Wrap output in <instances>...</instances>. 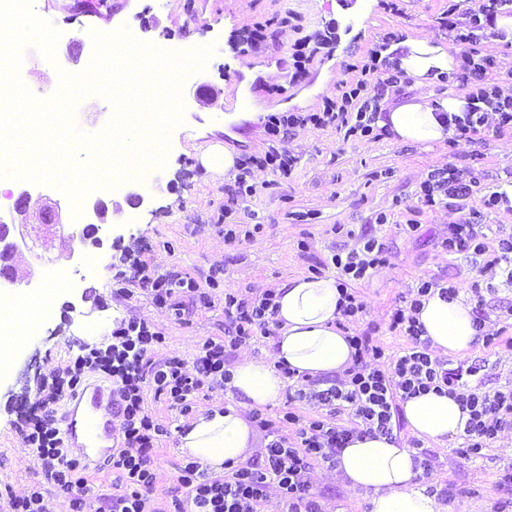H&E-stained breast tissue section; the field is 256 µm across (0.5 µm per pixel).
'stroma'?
<instances>
[{"mask_svg": "<svg viewBox=\"0 0 512 512\" xmlns=\"http://www.w3.org/2000/svg\"><path fill=\"white\" fill-rule=\"evenodd\" d=\"M480 2L397 0L392 12L382 0H107L98 13L85 14L77 10V0H34L38 17L53 23L61 36L55 62L42 58L22 71V81L33 91L56 86L59 71L85 70L95 31L125 26L140 41L165 50L186 52L211 44L215 53L204 71L186 80L184 120L170 133L158 180H128L106 196L102 247L87 244L76 259L61 260L71 277L53 295V321L27 339L9 371L0 375V512L36 487L44 489L49 512H71V493L48 486L39 457L24 447L20 432L45 410L41 378L66 364L81 343L72 329V308L84 300L105 302L103 314L91 318L99 338H107L115 320L134 315L162 329L160 357H177L189 365L206 340L224 338L225 289H236L247 300L290 278L310 275L315 266L334 273L332 256L359 247L368 233L385 243L386 260L358 284L366 304L358 331L371 336L386 355L400 352L407 339L389 327L393 310L417 281L439 279L463 292L469 303H481L486 328L498 337L495 346L475 344L466 356L478 369L476 382L491 391L512 388V286L505 274L478 272L442 250L440 242L459 214L426 206L418 198L431 173L457 167L475 181L469 207L479 211L488 244L512 234L511 210L482 207L484 195L512 185V154L506 150L512 130L489 127L475 134L474 145L457 146L446 139L425 149L383 135L360 141L332 128L299 127L281 143L298 159L292 174L253 169L256 194L239 200L229 215L224 206L233 178L208 173L198 160L200 149L214 143L239 156L267 147L263 120L244 121L229 131L212 118L234 108L229 88L242 69L255 74L250 102L262 112H315L324 98L338 96L346 82L359 78L362 61L384 35L447 36L440 22L448 10H455L461 22ZM244 27L261 28L274 40L263 52H241L234 35ZM331 28L337 33L332 54H316L306 75L295 76V44H314ZM228 223L244 230L231 243L224 239ZM139 241L146 244L145 257L155 270L175 266L201 282L216 276L217 286L206 291L207 302L178 319L140 292L128 301L113 299L114 280L103 276L101 265L117 262L123 247ZM145 410L169 431L158 452L160 478L154 491L156 498L167 500L185 464L175 432L187 419L150 388ZM397 437L431 454L433 468L419 482L447 488L446 512H494L497 503L512 499V443L505 439H498L484 457L467 461L460 456L462 438L420 442L404 426ZM311 478L327 512H369L366 493L351 489L336 472L317 468Z\"/></svg>", "mask_w": 512, "mask_h": 512, "instance_id": "1", "label": "stroma"}]
</instances>
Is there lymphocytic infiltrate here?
<instances>
[{
	"instance_id": "f902f5d3",
	"label": "lymphocytic infiltrate",
	"mask_w": 512,
	"mask_h": 512,
	"mask_svg": "<svg viewBox=\"0 0 512 512\" xmlns=\"http://www.w3.org/2000/svg\"><path fill=\"white\" fill-rule=\"evenodd\" d=\"M461 60V78L469 82L470 91L466 112L454 120L456 141L470 143L472 134L484 127L492 114L498 117V128L511 129L512 96L500 95L494 60L478 59L470 52L462 53ZM378 70L379 51L374 48L367 55L361 79L346 85L337 98L325 99L320 111L304 116L297 112L268 115L264 123L267 135L277 138L296 126L309 124L316 128L333 126L350 136L373 139L382 95L402 79L401 74L392 71L378 77ZM371 74L377 75L378 80L374 96L369 97L365 94L366 78ZM296 163L294 155L279 151L272 144L261 155L239 160L236 190L229 196V203L255 193V186L248 182L251 166L286 176ZM439 192L463 210L473 189L451 169L444 174L435 173L422 185V202L436 206L435 195ZM441 246L448 254L483 260L487 271L498 262L509 263L506 281L512 283V236L499 239L496 250H489L473 217L468 216L451 225ZM384 253V243L370 235L365 237L362 249L344 256L333 255L332 263L342 276L340 311L344 323L354 324L363 317L365 304L351 284L368 278L370 269L381 264ZM120 262L123 269L116 275L115 299H130L138 289L148 291L166 311L179 317L200 291L197 280L182 270L152 272L141 248H124ZM435 288L442 297L456 295L455 289L440 288L438 280H425L411 291L405 305L394 310L390 327L407 338L408 346L402 354L390 359L387 367L379 366L381 351L371 337L361 333L351 335L353 364L343 376L322 390L296 391L297 397L308 398L321 406L322 414L304 419L287 411L276 426L259 420L258 426L264 433V446L259 455L237 466H225L223 474L215 475L201 470L197 463H187L177 478L180 494L172 499L173 512H265L267 492L272 487L279 494V512H325L310 481L311 470L317 466L335 469L338 453L353 436L373 432L392 435L397 425L399 401L430 391L453 397L467 410L469 419L461 450L466 460L480 457L500 433L512 430V389L490 392L471 385L475 367L435 356L429 339L424 338L417 313L423 298ZM275 298L271 289L249 301L238 298L232 289H225L227 337L219 343L205 341L192 369H185L177 358L155 359V350L163 339L161 331L154 324L132 316L116 321L112 341L106 347L89 348L68 364L54 369L45 379L42 391L47 402L75 393L83 375L89 371L102 374L112 383L119 428L111 460L113 468L122 472L126 490L115 493L107 486H98L96 512H166L152 496L158 476L155 443L166 430L145 411V380H152L156 394L166 396L181 413H189L193 395L205 387H225L230 381L233 352L246 344L254 332L268 333L274 322ZM343 412L348 414L349 424L338 423L337 418ZM286 425L293 426V435L283 434ZM22 436L25 446L41 459L48 483L65 491L75 487L87 489L86 465L64 448L53 412L32 419Z\"/></svg>"
}]
</instances>
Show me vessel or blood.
<instances>
[{
	"label": "vessel or blood",
	"instance_id": "1",
	"mask_svg": "<svg viewBox=\"0 0 512 512\" xmlns=\"http://www.w3.org/2000/svg\"><path fill=\"white\" fill-rule=\"evenodd\" d=\"M118 424L111 386L88 383L73 396L71 408L61 417L63 445L87 465H97L110 455Z\"/></svg>",
	"mask_w": 512,
	"mask_h": 512
}]
</instances>
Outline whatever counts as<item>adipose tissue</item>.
<instances>
[{
	"label": "adipose tissue",
	"mask_w": 512,
	"mask_h": 512,
	"mask_svg": "<svg viewBox=\"0 0 512 512\" xmlns=\"http://www.w3.org/2000/svg\"><path fill=\"white\" fill-rule=\"evenodd\" d=\"M389 62L418 87L417 95L380 113L377 124L395 142L431 146L453 129L447 119L462 115L465 95H424L425 87L458 72L460 60L447 39L409 35L391 45ZM341 291L334 275L295 277L278 288L275 319L277 338L269 359L242 358L232 370L230 393L241 407L214 406L198 412L177 435L182 455L194 458L220 474L228 460L244 458L253 443L244 409L274 405L284 395L288 367L295 379L308 382L331 378L352 363L353 350L339 327ZM471 305L464 296L446 300L427 297L419 312L426 337L435 352L463 356L476 339ZM409 432L418 438L441 442L464 432L468 419L452 397L428 392L402 402ZM337 473L351 488L369 496V512H442L436 498L419 487L416 453L397 437L377 433L352 438L337 457Z\"/></svg>",
	"instance_id": "1"
}]
</instances>
